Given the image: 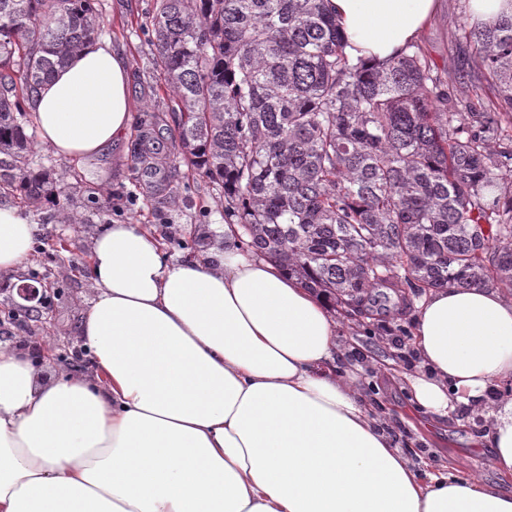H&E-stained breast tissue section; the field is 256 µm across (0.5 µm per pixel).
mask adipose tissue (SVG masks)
Segmentation results:
<instances>
[{"label":"adipose tissue","mask_w":512,"mask_h":512,"mask_svg":"<svg viewBox=\"0 0 512 512\" xmlns=\"http://www.w3.org/2000/svg\"><path fill=\"white\" fill-rule=\"evenodd\" d=\"M347 51L376 63L414 43L440 0H328ZM41 143L83 162L132 121L125 55L90 40L40 88ZM34 226L0 207V273L20 268ZM236 225L208 259L168 262L157 234L113 224L91 243L97 295L81 334L89 373L43 376L0 349V512H512V494L452 474L420 478L339 369L341 323ZM423 372L406 382L444 419L468 406L492 425V468L512 476V300L434 290L417 314Z\"/></svg>","instance_id":"1"}]
</instances>
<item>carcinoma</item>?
<instances>
[{
  "label": "carcinoma",
  "instance_id": "1",
  "mask_svg": "<svg viewBox=\"0 0 512 512\" xmlns=\"http://www.w3.org/2000/svg\"><path fill=\"white\" fill-rule=\"evenodd\" d=\"M151 26L180 112L172 150L156 114L131 142L155 205L200 171L247 248L361 318L380 297L401 313L430 290H512L511 15L461 29L478 61L454 87L412 45L350 56L325 0H156ZM98 31L93 0H0V190L68 222L64 177L29 168L26 105Z\"/></svg>",
  "mask_w": 512,
  "mask_h": 512
}]
</instances>
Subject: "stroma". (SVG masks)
<instances>
[{
    "label": "stroma",
    "instance_id": "stroma-1",
    "mask_svg": "<svg viewBox=\"0 0 512 512\" xmlns=\"http://www.w3.org/2000/svg\"><path fill=\"white\" fill-rule=\"evenodd\" d=\"M95 6L99 38L111 42L128 59L133 118L140 120L146 113L160 112L168 125H175L179 118L176 104L156 67V48L151 41L155 0H96ZM469 20L466 0H442L440 12L418 40L431 63L454 74L464 63L475 60V48L458 40L461 25ZM31 168L53 169L65 175L73 188L71 211L75 223H59L57 209L49 202L41 211L27 214L30 223L37 226V241L65 237L73 256L89 253L93 236L103 232L111 221H135L155 228L170 260L190 256L189 246L196 237L206 236L213 246L224 242V199L219 185L197 171L182 169L175 202L156 209L144 196L131 194L133 174L127 142L81 164L38 143ZM27 267L52 273L60 293L43 300V316L37 320L26 315L27 303L17 296L15 288L0 279V330L11 335L12 346L30 345L45 375L63 370L90 371L92 363L83 346L81 324L96 296L91 274L70 272L67 266L56 264L37 250ZM413 322L410 314L355 320L348 335L338 339V367L359 365V391L419 474L434 473L453 464L460 479L512 488V483L502 480L490 466L489 449L479 444L490 427L482 413L464 408L454 418L442 420L414 408L411 394L399 378L400 373L419 369Z\"/></svg>",
    "mask_w": 512,
    "mask_h": 512
}]
</instances>
